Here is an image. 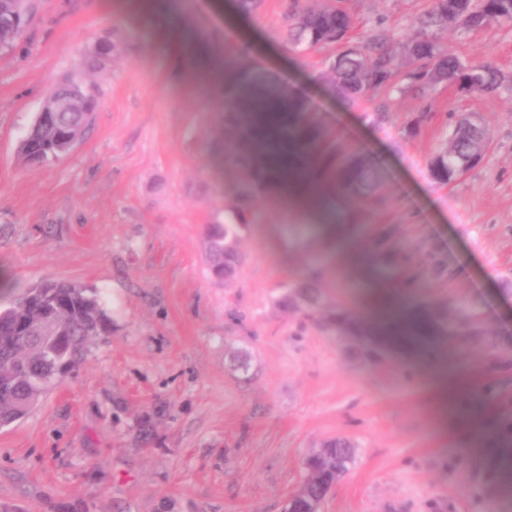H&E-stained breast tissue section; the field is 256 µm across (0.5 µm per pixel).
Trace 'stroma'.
Returning <instances> with one entry per match:
<instances>
[{"mask_svg":"<svg viewBox=\"0 0 512 512\" xmlns=\"http://www.w3.org/2000/svg\"><path fill=\"white\" fill-rule=\"evenodd\" d=\"M160 2L35 0L20 45L0 53V271L19 289H97L109 319L80 365L0 428V512H284L306 457L339 437L356 458L321 512H512V94L438 88L413 137V95L327 92L329 52L289 49L286 0L249 18L232 0ZM350 5L358 40L397 41L427 0ZM212 34L302 90L383 177L331 222L258 195L227 285L209 271L207 229L228 218L242 174L224 152L220 87L187 67ZM101 39L112 56L86 74ZM444 42L512 72V26ZM81 73L100 98L91 130L59 159L25 162L45 96ZM467 113L491 146L439 184L430 160ZM313 276L326 307L373 322L382 288L410 310H447L448 335L366 357L278 306L284 286ZM463 325L479 336L460 343ZM441 369L456 394L439 389Z\"/></svg>","mask_w":512,"mask_h":512,"instance_id":"1","label":"stroma"}]
</instances>
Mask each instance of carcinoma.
<instances>
[{
    "instance_id": "carcinoma-1",
    "label": "carcinoma",
    "mask_w": 512,
    "mask_h": 512,
    "mask_svg": "<svg viewBox=\"0 0 512 512\" xmlns=\"http://www.w3.org/2000/svg\"><path fill=\"white\" fill-rule=\"evenodd\" d=\"M344 2L317 7L308 0H290L285 13L291 50L306 54L341 45L323 73L331 94L353 100L383 90L411 92L428 100L441 83L464 97L493 98L512 89V74L478 60L462 59L448 52L443 42L450 28L468 33L512 24V0H430V7L416 19L414 37L394 45L379 40L351 43L355 22ZM32 11L33 5H25L18 27L0 32L6 50L16 47ZM239 56L238 63L224 73V139L232 162L246 174L238 186L240 204L256 194L282 189L281 161L290 148L306 160L304 188L287 196L297 206L339 195L374 197L380 192V169L361 154L338 152L336 133L310 111L303 92L250 62L244 52ZM97 107L92 87L84 101L85 111L54 112L43 123L31 126L25 138L27 153L48 159L56 155L54 134L88 130ZM478 137L479 131L467 124L453 125L447 147L430 161L433 179L448 184L473 168L472 147ZM244 227L243 215L237 210L227 222L209 230L212 270L226 284L232 281L229 274L243 262L240 238ZM277 303L310 321L320 314L338 331L367 337L361 343L364 348L372 343L407 349L438 343L448 335L445 310L397 312L395 318L404 319V326L393 332L366 324L344 308L323 312L321 295L314 288L287 285ZM107 330L97 293L70 282H43L0 308V427L23 418L42 393L59 382L62 366L75 368ZM355 456V448L343 439L315 451L307 460L310 470L299 496H326Z\"/></svg>"
}]
</instances>
